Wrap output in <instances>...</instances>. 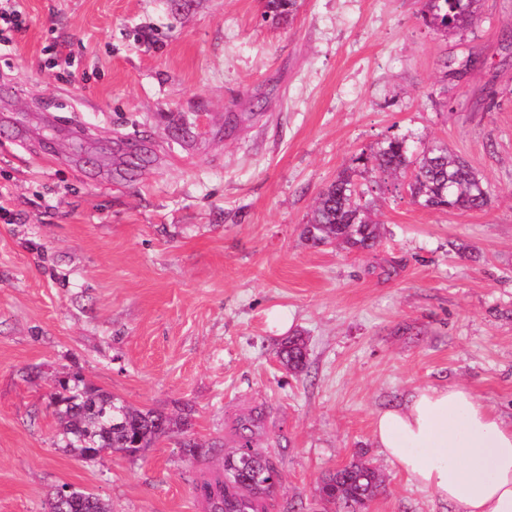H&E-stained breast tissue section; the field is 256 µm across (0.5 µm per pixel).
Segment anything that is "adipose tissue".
<instances>
[{
	"mask_svg": "<svg viewBox=\"0 0 512 512\" xmlns=\"http://www.w3.org/2000/svg\"><path fill=\"white\" fill-rule=\"evenodd\" d=\"M372 442L410 485L457 512H512V420L465 387L413 388L376 412Z\"/></svg>",
	"mask_w": 512,
	"mask_h": 512,
	"instance_id": "adipose-tissue-1",
	"label": "adipose tissue"
}]
</instances>
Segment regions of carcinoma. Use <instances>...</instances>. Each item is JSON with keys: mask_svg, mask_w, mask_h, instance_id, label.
I'll return each mask as SVG.
<instances>
[{"mask_svg": "<svg viewBox=\"0 0 512 512\" xmlns=\"http://www.w3.org/2000/svg\"><path fill=\"white\" fill-rule=\"evenodd\" d=\"M476 0H426V23L448 33L475 23ZM354 164L371 165L385 179L413 171L408 184L412 201L427 209L461 212L483 211L492 196L483 178L463 157L440 144L422 148L418 156L406 141L387 138L370 153H361ZM357 168L348 167L323 189L316 199L303 237L314 247L336 245L350 251H374L381 241V224L357 189ZM282 366L295 374L308 364L306 342L289 336L278 351ZM57 422V448L84 460L95 461L105 452L139 460L160 439L187 427L193 408L184 404L180 420L152 409H141L85 381L79 373H65L53 380L49 394ZM259 416L239 419L236 447L224 453V476L197 484L207 512H265V500L276 490L267 475L278 472L271 458L255 448ZM63 484L46 504L47 512H111L103 498L71 488L62 500ZM382 473L358 457L328 471L317 488L323 512H365L369 503L385 491Z\"/></svg>", "mask_w": 512, "mask_h": 512, "instance_id": "carcinoma-1", "label": "carcinoma"}]
</instances>
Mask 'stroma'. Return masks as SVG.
<instances>
[{"label":"stroma","instance_id":"35a3bbf8","mask_svg":"<svg viewBox=\"0 0 512 512\" xmlns=\"http://www.w3.org/2000/svg\"><path fill=\"white\" fill-rule=\"evenodd\" d=\"M424 6L297 0L275 22L266 0H24L0 48V188L22 216L0 220V512H45L64 484L112 512H206L196 485L254 410L281 475L266 512L310 510L360 454L386 476L367 512H454L386 466L373 416L448 384L512 418V0H478L451 36ZM469 52L481 67L448 79ZM423 134L483 177L488 210L425 209L368 172L381 246H309L353 157ZM295 332L299 375L276 355ZM71 370L139 407L191 404L189 433L135 462L59 450L47 394Z\"/></svg>","mask_w":512,"mask_h":512}]
</instances>
